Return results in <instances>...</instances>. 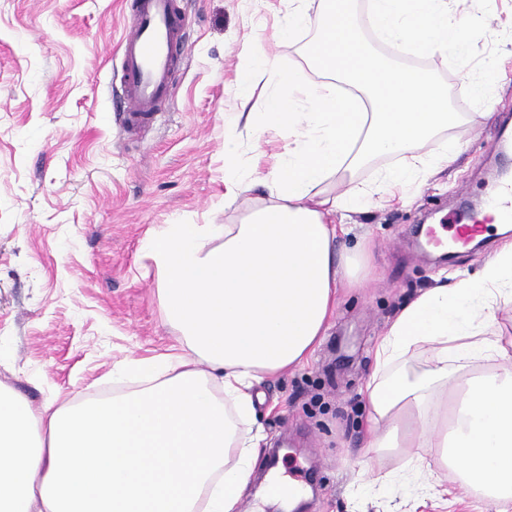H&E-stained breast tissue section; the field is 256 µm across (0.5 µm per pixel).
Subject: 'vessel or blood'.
<instances>
[{
    "label": "vessel or blood",
    "mask_w": 512,
    "mask_h": 512,
    "mask_svg": "<svg viewBox=\"0 0 512 512\" xmlns=\"http://www.w3.org/2000/svg\"><path fill=\"white\" fill-rule=\"evenodd\" d=\"M126 21L122 91L126 129L134 133L153 119L168 96L177 67L174 49L182 39L186 19L177 0H131ZM485 205L502 223H512V182L501 184Z\"/></svg>",
    "instance_id": "1"
}]
</instances>
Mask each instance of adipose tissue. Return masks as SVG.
Returning <instances> with one entry per match:
<instances>
[{
	"instance_id": "ef3b65f1",
	"label": "adipose tissue",
	"mask_w": 512,
	"mask_h": 512,
	"mask_svg": "<svg viewBox=\"0 0 512 512\" xmlns=\"http://www.w3.org/2000/svg\"><path fill=\"white\" fill-rule=\"evenodd\" d=\"M368 23L388 41L457 53L482 28L481 16H449L448 0H372ZM317 24L311 62L356 96L331 82L302 91L277 74L288 92L266 99L261 125L287 128L288 143L265 174L224 182L225 204L256 187L268 203L238 224H165L144 240L166 317L183 337L168 358L171 376L159 377L154 359H130L112 372L142 388L39 411L0 386V512H238L263 439L251 425L256 385L311 357L339 289L358 281L336 260L349 232L337 214L400 198L431 164H452L458 153L452 142L434 160L411 150L453 121L444 86L373 58L347 0H326ZM379 155L399 162L371 191L320 192ZM509 300L512 245L477 276L422 292L386 328L378 374L426 342L425 380L385 384L377 375L367 385L371 420L386 425L372 447L436 449L419 471L452 470L490 501L512 497V368L501 365L512 354L483 331ZM482 361L498 367L474 374ZM452 363L461 376L450 386ZM430 383L444 386L434 401Z\"/></svg>"
}]
</instances>
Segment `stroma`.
Instances as JSON below:
<instances>
[{
    "mask_svg": "<svg viewBox=\"0 0 512 512\" xmlns=\"http://www.w3.org/2000/svg\"><path fill=\"white\" fill-rule=\"evenodd\" d=\"M121 2L0 0V384L36 408L96 397L112 388L116 363L179 346L143 240L163 224L241 223L262 194L256 188L225 205V138H236V170L244 174L258 147L285 144L288 133L237 127L238 112L263 111L281 90L277 72H292L301 85L329 79L306 53L318 28L279 38L288 0H178L187 28L169 100L127 135L115 97ZM462 10L487 17L462 56L400 53L361 30L377 56L397 69L430 71L455 103V122L414 152L433 157L448 140L461 152L410 185L404 200L350 215L342 242L353 253L368 249L367 281L340 290L307 362L259 385L256 419L266 439L240 512H281L257 498L273 467L312 487L301 512H512V499L482 501L451 472L438 492L423 477L405 483L410 454L367 445L366 385L387 325L422 290L453 274H477L512 242V231L491 226L480 248L463 246L442 262L416 233L479 217L476 200L494 189L488 174L503 166L512 0L450 8ZM261 50L269 57L264 67L254 64ZM499 54L501 73L487 80L483 65ZM490 109L496 117L484 121Z\"/></svg>",
    "mask_w": 512,
    "mask_h": 512,
    "instance_id": "35a3bbf8",
    "label": "stroma"
}]
</instances>
